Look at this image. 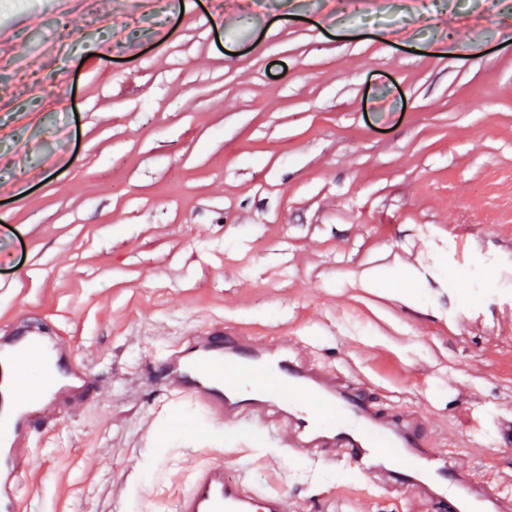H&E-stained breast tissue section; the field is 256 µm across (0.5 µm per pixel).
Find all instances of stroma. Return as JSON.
I'll list each match as a JSON object with an SVG mask.
<instances>
[{"mask_svg": "<svg viewBox=\"0 0 512 512\" xmlns=\"http://www.w3.org/2000/svg\"><path fill=\"white\" fill-rule=\"evenodd\" d=\"M512 0H0V323L90 368L33 419L30 512H143L213 439L155 357L212 320L315 342L512 490ZM259 470L293 512H410L365 479Z\"/></svg>", "mask_w": 512, "mask_h": 512, "instance_id": "35a3bbf8", "label": "stroma"}]
</instances>
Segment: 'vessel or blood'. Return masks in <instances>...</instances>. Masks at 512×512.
<instances>
[{"label":"vessel or blood","instance_id":"b4317fda","mask_svg":"<svg viewBox=\"0 0 512 512\" xmlns=\"http://www.w3.org/2000/svg\"><path fill=\"white\" fill-rule=\"evenodd\" d=\"M159 385L208 419L224 445L175 488L169 512H292L287 495L253 478L261 447L287 443L300 460L368 479L427 512H512V493L472 480L430 446L419 411H380L364 383L316 360L310 344L254 336L210 322L165 346ZM89 373L69 338L0 326V512H28L21 485L33 453L31 417L55 424L83 397ZM235 450L240 475L228 477Z\"/></svg>","mask_w":512,"mask_h":512}]
</instances>
